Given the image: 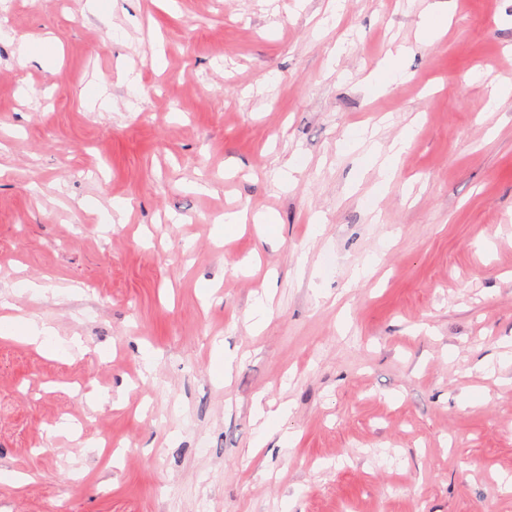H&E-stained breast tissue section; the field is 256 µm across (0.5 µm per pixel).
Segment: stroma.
I'll return each instance as SVG.
<instances>
[{"label":"stroma","mask_w":512,"mask_h":512,"mask_svg":"<svg viewBox=\"0 0 512 512\" xmlns=\"http://www.w3.org/2000/svg\"><path fill=\"white\" fill-rule=\"evenodd\" d=\"M433 2L8 0L0 298L88 351L0 338V512H512V0ZM448 2H436L425 16L421 27V36L430 38L436 36L448 23ZM403 48L399 47L395 52H389V58L375 68L367 77L366 87L372 92H385L399 77V69L396 60L402 54ZM411 138V130L407 129L385 149L376 142L372 143L367 154L370 164L377 166L384 181H389L394 175L395 158L405 150ZM287 411L288 408L285 404L278 406H275L274 402L262 404V398H259L255 406V417L256 420L262 421L261 430L264 434H267L271 430L273 423Z\"/></svg>","instance_id":"1"}]
</instances>
